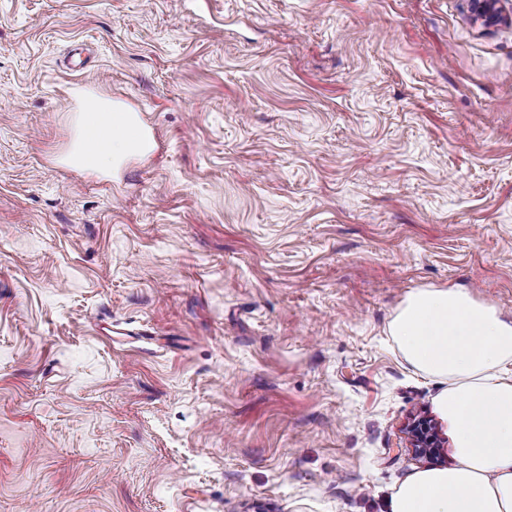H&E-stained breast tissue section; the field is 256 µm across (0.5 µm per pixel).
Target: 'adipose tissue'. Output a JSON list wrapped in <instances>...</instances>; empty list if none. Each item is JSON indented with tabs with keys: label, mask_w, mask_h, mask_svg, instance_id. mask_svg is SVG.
<instances>
[{
	"label": "adipose tissue",
	"mask_w": 512,
	"mask_h": 512,
	"mask_svg": "<svg viewBox=\"0 0 512 512\" xmlns=\"http://www.w3.org/2000/svg\"><path fill=\"white\" fill-rule=\"evenodd\" d=\"M66 161L118 175L155 149L141 114L105 93L84 95ZM405 360L447 382L436 408L447 421L457 464L409 476L391 512H512V320L461 288L411 292L390 324Z\"/></svg>",
	"instance_id": "ef3b65f1"
}]
</instances>
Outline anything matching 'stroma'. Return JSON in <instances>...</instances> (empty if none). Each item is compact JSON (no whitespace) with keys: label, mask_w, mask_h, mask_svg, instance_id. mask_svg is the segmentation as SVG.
Masks as SVG:
<instances>
[{"label":"stroma","mask_w":512,"mask_h":512,"mask_svg":"<svg viewBox=\"0 0 512 512\" xmlns=\"http://www.w3.org/2000/svg\"><path fill=\"white\" fill-rule=\"evenodd\" d=\"M499 7L0 0V512H390L443 388L397 309L512 319ZM96 88L156 141L114 178L56 162Z\"/></svg>","instance_id":"stroma-1"}]
</instances>
